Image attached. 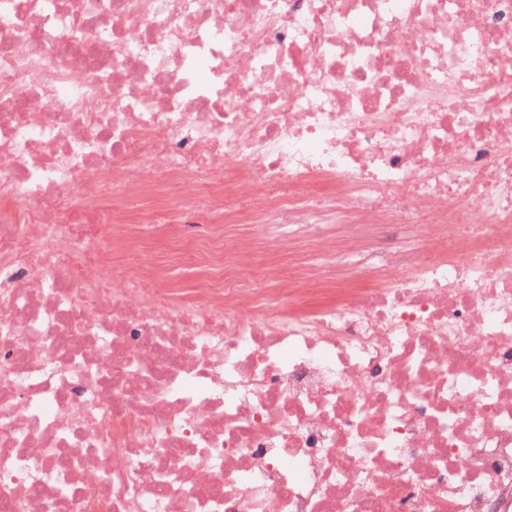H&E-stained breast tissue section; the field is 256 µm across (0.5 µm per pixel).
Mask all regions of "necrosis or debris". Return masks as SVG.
Segmentation results:
<instances>
[{
	"mask_svg": "<svg viewBox=\"0 0 512 512\" xmlns=\"http://www.w3.org/2000/svg\"><path fill=\"white\" fill-rule=\"evenodd\" d=\"M0 512H512V0H0Z\"/></svg>",
	"mask_w": 512,
	"mask_h": 512,
	"instance_id": "obj_1",
	"label": "necrosis or debris"
}]
</instances>
